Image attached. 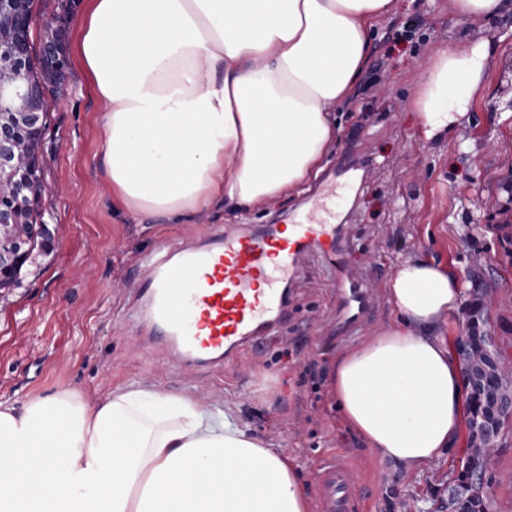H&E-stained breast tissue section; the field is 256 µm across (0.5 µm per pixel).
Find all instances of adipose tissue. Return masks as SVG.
Here are the masks:
<instances>
[{
    "label": "adipose tissue",
    "instance_id": "1",
    "mask_svg": "<svg viewBox=\"0 0 512 512\" xmlns=\"http://www.w3.org/2000/svg\"><path fill=\"white\" fill-rule=\"evenodd\" d=\"M395 0H88L78 63L104 104L115 208L168 224L304 187L336 144L337 107ZM487 42L436 52L413 106L426 139L468 122ZM395 321L339 353L346 426L420 473L462 437L469 390L448 344L459 277L414 256L390 277ZM0 512H309L284 451L231 408L132 382L90 404L62 391L0 399Z\"/></svg>",
    "mask_w": 512,
    "mask_h": 512
}]
</instances>
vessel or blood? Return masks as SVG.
I'll return each instance as SVG.
<instances>
[{
	"label": "vessel or blood",
	"mask_w": 512,
	"mask_h": 512,
	"mask_svg": "<svg viewBox=\"0 0 512 512\" xmlns=\"http://www.w3.org/2000/svg\"><path fill=\"white\" fill-rule=\"evenodd\" d=\"M345 240L343 225L316 201L285 224L234 228L204 244L184 241L147 255L139 296L148 323L185 365L235 363L287 322L285 290L315 257L336 272L337 309L367 317L370 300L345 260ZM357 481L339 456L325 457L316 471L318 512H357Z\"/></svg>",
	"instance_id": "vessel-or-blood-1"
}]
</instances>
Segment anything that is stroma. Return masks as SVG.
<instances>
[{"label": "stroma", "mask_w": 512, "mask_h": 512, "mask_svg": "<svg viewBox=\"0 0 512 512\" xmlns=\"http://www.w3.org/2000/svg\"><path fill=\"white\" fill-rule=\"evenodd\" d=\"M491 41L485 88L470 123L441 143L424 139L412 106L423 62L459 41ZM44 139L42 199L47 226L19 285L0 293V398L26 403L62 390L95 403L118 386L146 380L237 410L260 439L286 451L307 494L319 461L338 454L362 478L360 512H440L463 449L407 476L380 463L344 424L328 387L345 350L336 331L333 277L311 261L289 298L277 340L236 367L187 371L148 347L134 323L139 259L161 242L199 237L227 224L281 222L310 195L336 192V220L348 225V260L364 272L374 308L357 340L391 323L385 286L397 265L424 256L448 265L466 288L494 302L487 331L512 361V243L497 230L512 188V14L480 22L448 14V0H397L374 30L368 64L336 111V147L306 193L224 212L196 224H138L112 205L98 169L102 104L77 61L54 95ZM489 512H512V419L505 421L483 489Z\"/></svg>", "instance_id": "35a3bbf8"}]
</instances>
